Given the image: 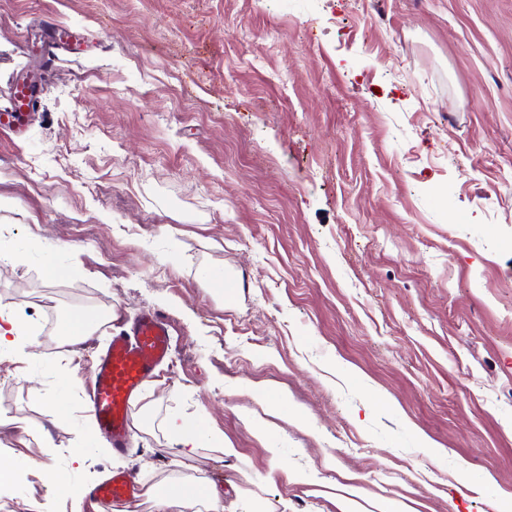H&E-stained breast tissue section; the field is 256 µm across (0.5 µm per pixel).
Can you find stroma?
Instances as JSON below:
<instances>
[{
	"label": "stroma",
	"instance_id": "obj_1",
	"mask_svg": "<svg viewBox=\"0 0 512 512\" xmlns=\"http://www.w3.org/2000/svg\"><path fill=\"white\" fill-rule=\"evenodd\" d=\"M23 77L0 512L115 469L224 512H512V0H0V109ZM104 307L170 324L122 457L82 399L106 331L55 344ZM183 414L219 444L182 455ZM98 330L90 321V316L76 319L64 317L58 327V334L63 336L70 343H77L96 334ZM153 497L157 512H168L175 507L186 511L193 507L195 502L204 500L210 512H224V503L203 480L184 483L179 486L159 485L148 490Z\"/></svg>",
	"mask_w": 512,
	"mask_h": 512
}]
</instances>
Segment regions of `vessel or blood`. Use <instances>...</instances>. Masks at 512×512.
<instances>
[{"mask_svg":"<svg viewBox=\"0 0 512 512\" xmlns=\"http://www.w3.org/2000/svg\"><path fill=\"white\" fill-rule=\"evenodd\" d=\"M34 103L33 88L17 84L12 107L0 111V130L19 129L25 109ZM170 350L171 336L165 316L148 309L130 328L113 330L100 353L93 376L85 385V405L114 451L127 449L132 425L130 410L152 381L157 367L167 360ZM142 493L136 477L126 472L110 474L81 489L86 504L92 507L127 504Z\"/></svg>","mask_w":512,"mask_h":512,"instance_id":"vessel-or-blood-1","label":"vessel or blood"}]
</instances>
